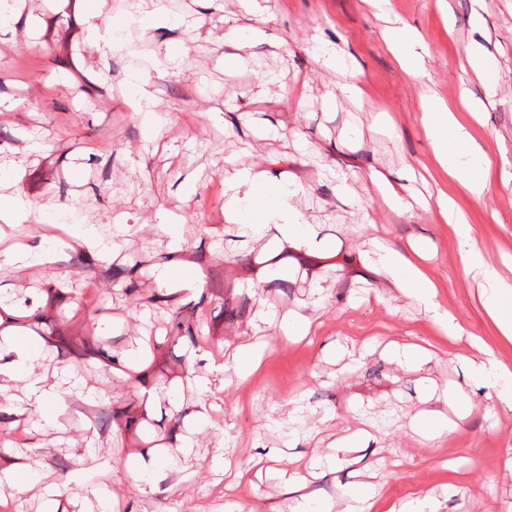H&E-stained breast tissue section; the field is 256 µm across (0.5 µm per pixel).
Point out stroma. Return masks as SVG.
<instances>
[{"instance_id": "1", "label": "stroma", "mask_w": 512, "mask_h": 512, "mask_svg": "<svg viewBox=\"0 0 512 512\" xmlns=\"http://www.w3.org/2000/svg\"><path fill=\"white\" fill-rule=\"evenodd\" d=\"M166 2L171 22L145 31L127 0H18L16 27L0 31V194L39 204L48 235L69 233L51 262L0 265V293L43 315L30 322L11 308L7 331L39 344L35 377L56 394L47 417L19 415L25 383L0 374V469L34 466L22 487L0 472V510L296 512L288 482L302 476L312 498L330 502L346 484L378 485L371 512H402L427 494L439 512H512V411L471 383L466 362L478 337L512 367V343L487 317L483 282L436 207L401 215L383 199L388 188L444 189L482 255L512 260V0H448L444 11L437 0H390L426 48L420 77L389 50L370 0H256L261 34L235 42L224 35L242 17L240 0ZM122 22L127 37L110 47L88 36ZM164 43L181 68L156 65ZM319 43L351 55L363 102L341 94L349 77L316 60ZM474 44L494 61V97L469 62ZM229 55L245 61L233 75ZM133 71L146 73L171 122L152 128L133 115L124 88ZM424 92L456 111L468 94L479 112L472 134L496 161L485 199L436 163ZM229 161L305 185L315 240L285 239L271 224L238 240L224 215ZM83 226L115 250L77 238ZM375 237L424 254L436 301L462 335H441L388 284ZM183 263L197 282L156 283V268ZM296 313L314 329L282 342L281 321ZM190 317L195 343L171 342L174 321ZM238 344L264 350L244 380L227 366ZM405 344L426 348L427 364L388 356ZM67 369L89 398L68 394ZM444 383L462 387L473 409L428 440L415 420L444 410L427 396ZM360 428L369 438L341 449ZM159 468L166 477L152 483Z\"/></svg>"}]
</instances>
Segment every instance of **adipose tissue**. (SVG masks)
<instances>
[{"mask_svg": "<svg viewBox=\"0 0 512 512\" xmlns=\"http://www.w3.org/2000/svg\"><path fill=\"white\" fill-rule=\"evenodd\" d=\"M423 122L431 141L435 158L449 178L461 184L472 196L482 197L488 187L493 159L477 144L470 127L462 122L443 101L423 98ZM265 172L251 168L233 170L224 178V191L228 196L226 213L234 215L237 209H247L261 216L260 223L242 222L237 226L240 236L254 237L259 224H274L284 235L310 243L315 228L309 224L295 204L304 194L302 184H279L273 200L260 193L267 186ZM440 217L451 227L468 270L484 281L483 306L495 324L500 336L512 341V283L504 280L496 265L485 259L472 243V227L445 193L435 198ZM376 255L381 267L389 274L393 285L423 306L438 328L449 336L461 334L462 327L455 317L440 310L436 302V286L416 255L405 253L382 242H375ZM477 355L471 361V380L480 387L492 389L498 402L512 410V371L508 370L482 342H475Z\"/></svg>", "mask_w": 512, "mask_h": 512, "instance_id": "ef3b65f1", "label": "adipose tissue"}]
</instances>
